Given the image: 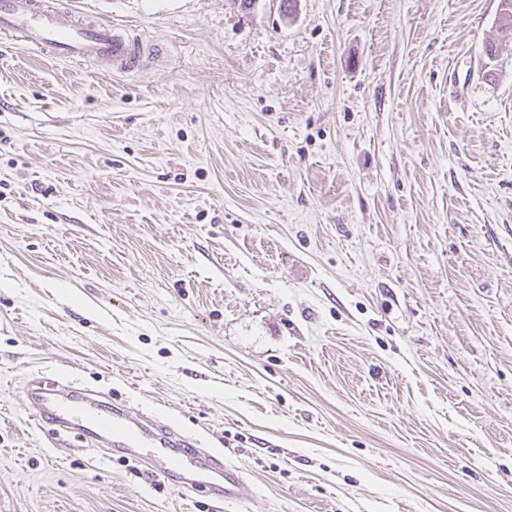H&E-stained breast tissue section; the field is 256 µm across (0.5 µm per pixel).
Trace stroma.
<instances>
[{"label": "stroma", "mask_w": 512, "mask_h": 512, "mask_svg": "<svg viewBox=\"0 0 512 512\" xmlns=\"http://www.w3.org/2000/svg\"><path fill=\"white\" fill-rule=\"evenodd\" d=\"M65 2L151 52L0 36V512H512L499 0ZM39 373L164 414L240 500L58 441Z\"/></svg>", "instance_id": "obj_1"}]
</instances>
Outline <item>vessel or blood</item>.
Segmentation results:
<instances>
[{
    "mask_svg": "<svg viewBox=\"0 0 512 512\" xmlns=\"http://www.w3.org/2000/svg\"><path fill=\"white\" fill-rule=\"evenodd\" d=\"M16 32L34 51L64 61L101 60L118 74L133 72L143 61L142 42L126 28L56 0H0V34ZM27 394L58 435L76 434L88 447L145 466L152 477L179 473L183 484L208 485L222 501L241 495L239 469L157 416L104 401L99 392L61 377L32 378Z\"/></svg>",
    "mask_w": 512,
    "mask_h": 512,
    "instance_id": "b4317fda",
    "label": "vessel or blood"
}]
</instances>
